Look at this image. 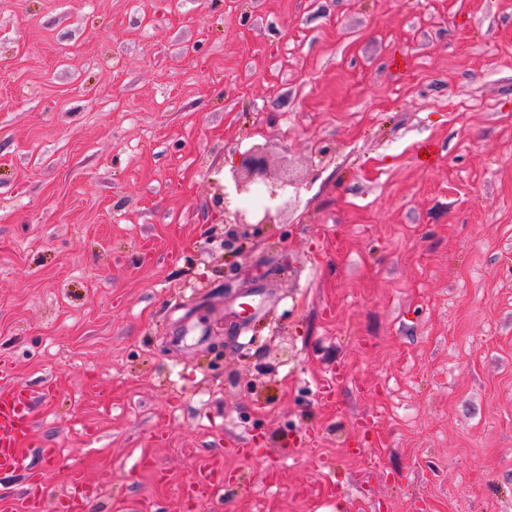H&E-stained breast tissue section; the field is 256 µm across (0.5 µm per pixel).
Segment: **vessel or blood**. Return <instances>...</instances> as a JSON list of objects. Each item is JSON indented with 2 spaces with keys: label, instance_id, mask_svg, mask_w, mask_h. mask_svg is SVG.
Listing matches in <instances>:
<instances>
[{
  "label": "vessel or blood",
  "instance_id": "1",
  "mask_svg": "<svg viewBox=\"0 0 512 512\" xmlns=\"http://www.w3.org/2000/svg\"><path fill=\"white\" fill-rule=\"evenodd\" d=\"M35 409L26 387L9 363L0 364V470L20 474L24 485L18 499L0 498V512H44L47 493L43 474L59 467L57 449H41V467H33L24 449L33 435ZM224 468L212 459L196 463V475L187 489L201 502L209 501L223 485ZM68 490L54 504L55 512H84L92 492L79 472L65 474Z\"/></svg>",
  "mask_w": 512,
  "mask_h": 512
}]
</instances>
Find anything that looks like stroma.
I'll use <instances>...</instances> for the list:
<instances>
[{
	"label": "stroma",
	"mask_w": 512,
	"mask_h": 512,
	"mask_svg": "<svg viewBox=\"0 0 512 512\" xmlns=\"http://www.w3.org/2000/svg\"><path fill=\"white\" fill-rule=\"evenodd\" d=\"M1 360L87 512H512V0H0ZM267 175L264 148L259 146L251 148L240 162L230 169V178L237 192L247 190V185L251 182L263 183L268 187L270 198L275 199L278 196L277 188L281 189L286 182L282 181L278 185L270 181ZM222 201L224 202V223L229 224L224 231V250L236 251L239 241L256 234L258 230L256 224H271L273 220L269 208H264L263 215L259 217L256 212L247 208L231 209L232 202L226 193ZM224 467L213 460L202 458L196 462V475L186 487L192 497L200 502L209 501L223 486Z\"/></svg>",
	"instance_id": "stroma-1"
}]
</instances>
